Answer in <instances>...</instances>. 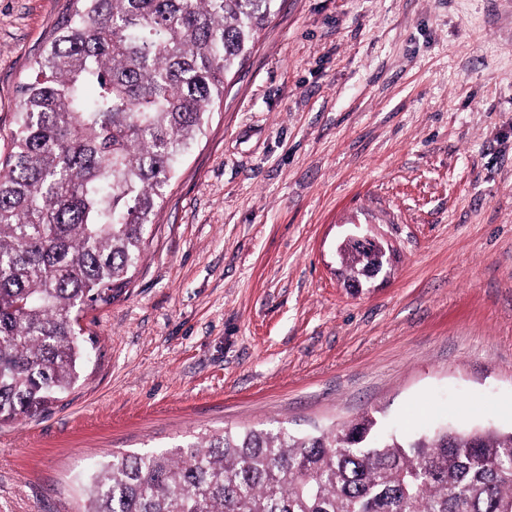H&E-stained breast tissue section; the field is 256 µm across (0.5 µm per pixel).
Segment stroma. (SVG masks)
Segmentation results:
<instances>
[{
	"label": "stroma",
	"mask_w": 512,
	"mask_h": 512,
	"mask_svg": "<svg viewBox=\"0 0 512 512\" xmlns=\"http://www.w3.org/2000/svg\"><path fill=\"white\" fill-rule=\"evenodd\" d=\"M75 0H0V131ZM77 385L0 423V512L225 426L512 427V0H278ZM393 256L353 293L338 243Z\"/></svg>",
	"instance_id": "obj_1"
}]
</instances>
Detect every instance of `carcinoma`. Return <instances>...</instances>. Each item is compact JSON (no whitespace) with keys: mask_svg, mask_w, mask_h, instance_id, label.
Instances as JSON below:
<instances>
[{"mask_svg":"<svg viewBox=\"0 0 512 512\" xmlns=\"http://www.w3.org/2000/svg\"><path fill=\"white\" fill-rule=\"evenodd\" d=\"M0 151V422L80 379L179 166L276 0H77ZM84 512H512V429L224 428L93 465Z\"/></svg>","mask_w":512,"mask_h":512,"instance_id":"carcinoma-1","label":"carcinoma"}]
</instances>
